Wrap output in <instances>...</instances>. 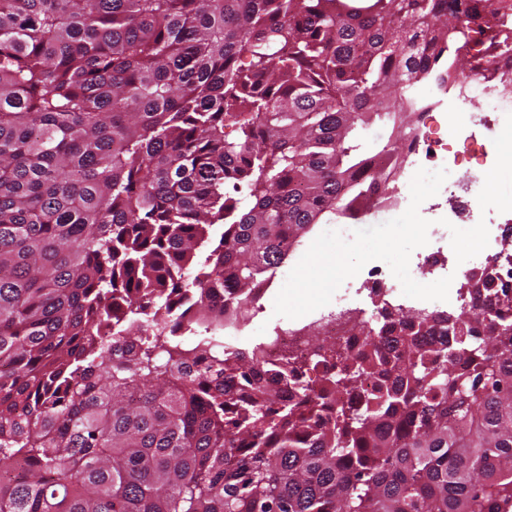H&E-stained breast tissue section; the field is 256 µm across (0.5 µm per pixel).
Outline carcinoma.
I'll list each match as a JSON object with an SVG mask.
<instances>
[{
    "label": "carcinoma",
    "mask_w": 512,
    "mask_h": 512,
    "mask_svg": "<svg viewBox=\"0 0 512 512\" xmlns=\"http://www.w3.org/2000/svg\"><path fill=\"white\" fill-rule=\"evenodd\" d=\"M455 2L0 0V512H512L495 267L455 314L383 310L363 351L316 346L314 379L224 352L209 304L227 283L248 303L379 190L417 84L475 71L472 50L497 68L512 4L470 0L466 26ZM436 326L431 361L409 332ZM396 327L397 381L346 403Z\"/></svg>",
    "instance_id": "1"
}]
</instances>
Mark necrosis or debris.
<instances>
[{"label":"necrosis or debris","instance_id":"4bbe7bcc","mask_svg":"<svg viewBox=\"0 0 512 512\" xmlns=\"http://www.w3.org/2000/svg\"><path fill=\"white\" fill-rule=\"evenodd\" d=\"M511 78L512 52L500 56L494 72L432 85V93L447 100L440 120L454 124L452 140L443 141L433 128H416L411 150L384 164L389 175L385 196H361L351 205L355 213L380 224H393L404 213L426 209L432 220L424 248L403 260L384 259L367 268L363 284L369 304L357 301L351 289L339 291L335 311L318 321L323 345L340 343L361 351V326L370 306L398 316L405 313L407 303L422 305L438 296L464 307L468 295L462 281L467 271L454 263V256L466 249L473 262L486 263L512 246V89L506 86ZM502 150L507 151L508 160H499ZM419 174L437 175L439 202L420 205L411 191ZM490 183L496 192L489 199L485 188ZM478 219L485 229L471 242H459L451 235V228ZM422 276L432 292L415 291L414 283ZM260 348L269 363L289 358L305 368L312 358L308 336L300 328L274 330Z\"/></svg>","mask_w":512,"mask_h":512}]
</instances>
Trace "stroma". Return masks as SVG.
I'll return each instance as SVG.
<instances>
[{
    "label": "stroma",
    "mask_w": 512,
    "mask_h": 512,
    "mask_svg": "<svg viewBox=\"0 0 512 512\" xmlns=\"http://www.w3.org/2000/svg\"><path fill=\"white\" fill-rule=\"evenodd\" d=\"M425 218L405 216L396 225L363 227L353 240L336 238L335 223L315 224L288 253L251 325L230 333L228 342L250 349L262 332L291 324L312 326L342 281L359 276L365 264L424 246Z\"/></svg>",
    "instance_id": "35a3bbf8"
}]
</instances>
